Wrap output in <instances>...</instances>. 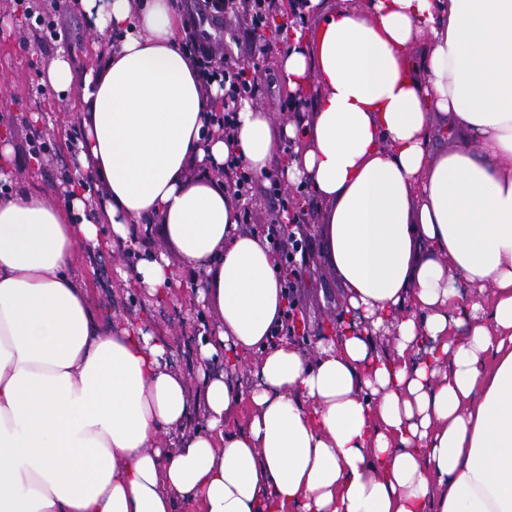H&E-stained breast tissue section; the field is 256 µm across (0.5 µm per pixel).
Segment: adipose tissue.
Listing matches in <instances>:
<instances>
[{"instance_id": "adipose-tissue-1", "label": "adipose tissue", "mask_w": 512, "mask_h": 512, "mask_svg": "<svg viewBox=\"0 0 512 512\" xmlns=\"http://www.w3.org/2000/svg\"><path fill=\"white\" fill-rule=\"evenodd\" d=\"M80 6L119 39L47 81L81 96L107 221L74 183L0 194V512H512V0H298L317 33L291 28L279 72L312 107L278 127L240 101L229 142L176 0ZM287 141L343 313L367 323L313 357L274 336L276 256L211 176L231 153L262 175ZM154 224L217 315L200 362L255 356L251 384L190 390L163 342L93 309L80 245L132 247L131 278L172 288Z\"/></svg>"}]
</instances>
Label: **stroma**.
Masks as SVG:
<instances>
[{
  "label": "stroma",
  "instance_id": "obj_1",
  "mask_svg": "<svg viewBox=\"0 0 512 512\" xmlns=\"http://www.w3.org/2000/svg\"><path fill=\"white\" fill-rule=\"evenodd\" d=\"M37 2L48 28L36 34L23 28L14 0H0V135H6L13 148L12 185L39 187L54 200L61 176L75 172L68 161L77 154L78 144L71 141L70 133L80 124L82 106L75 90H53L45 81L46 73L62 54L70 58L75 69L96 67L100 61L98 50L107 45L109 37L88 28L78 0H68L66 8L58 11L52 9V0ZM245 26L243 14H231L212 34L220 41L238 36L235 55L256 67L261 77L258 105L274 123H288L293 114L283 109L286 96L276 67L283 42L271 30L254 39L244 37ZM35 128L50 132L52 137L50 150L42 153L37 164L30 160L25 143ZM304 231L310 241V259L298 281L297 297L309 339L314 342L335 335L342 286L321 259V225L308 222ZM135 261V256L119 249L84 247L78 251L74 266L89 290L92 304L103 315L118 326H138L167 342L170 363L184 374L190 388H197L201 372L223 373V357H214L205 365L198 359L199 337L215 324V313L187 302L178 293L169 298L152 296L145 289L127 285L119 272Z\"/></svg>",
  "mask_w": 512,
  "mask_h": 512
}]
</instances>
